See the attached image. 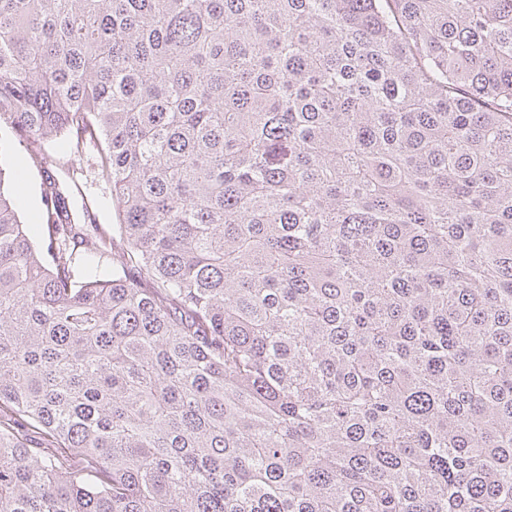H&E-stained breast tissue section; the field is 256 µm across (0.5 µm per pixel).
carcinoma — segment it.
<instances>
[{"label": "carcinoma", "mask_w": 512, "mask_h": 512, "mask_svg": "<svg viewBox=\"0 0 512 512\" xmlns=\"http://www.w3.org/2000/svg\"><path fill=\"white\" fill-rule=\"evenodd\" d=\"M0 512H512V0H0ZM8 116L0 120L1 166L6 177L16 170L25 173L22 194H17L21 220L25 224H39L41 184L47 171L79 180L84 200L101 198L104 205L96 213L95 224H113L112 186L98 180V152L93 144L81 153L67 159H59L52 151H39L24 136L11 128Z\"/></svg>", "instance_id": "cac0c4a2"}]
</instances>
